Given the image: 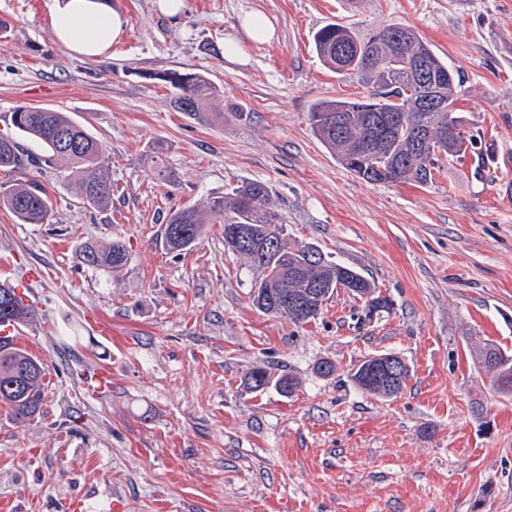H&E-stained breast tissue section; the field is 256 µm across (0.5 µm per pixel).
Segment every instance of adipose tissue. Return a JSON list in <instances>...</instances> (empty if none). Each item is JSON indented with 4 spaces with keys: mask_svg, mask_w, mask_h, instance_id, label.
<instances>
[{
    "mask_svg": "<svg viewBox=\"0 0 512 512\" xmlns=\"http://www.w3.org/2000/svg\"><path fill=\"white\" fill-rule=\"evenodd\" d=\"M126 19L106 0H55L52 30L58 43L79 57L107 54L122 36Z\"/></svg>",
    "mask_w": 512,
    "mask_h": 512,
    "instance_id": "1",
    "label": "adipose tissue"
}]
</instances>
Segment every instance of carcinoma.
I'll return each instance as SVG.
<instances>
[{"label":"carcinoma","mask_w":512,"mask_h":512,"mask_svg":"<svg viewBox=\"0 0 512 512\" xmlns=\"http://www.w3.org/2000/svg\"><path fill=\"white\" fill-rule=\"evenodd\" d=\"M317 55L338 74L356 72L373 88L361 100L322 99L309 111L311 128L330 154L367 183L414 182L433 179V170L443 156H457L471 144L462 131L454 107L453 89L460 76L440 60L410 28L392 26L361 40L345 25L330 23L313 37ZM428 59L435 82L424 85L410 70L412 57ZM166 82L173 89L174 106L182 111H204L224 117V98L195 73L170 72ZM440 89L446 105L434 111L424 100ZM18 134L40 143L44 155L26 156L19 141L0 135V171L22 172L44 163L65 178H74L80 200L97 209L112 204V182L105 167L102 142L67 113L51 108L22 105L11 114ZM9 209L21 224H44L50 206L39 185L29 178H16L0 188V206ZM207 224H220L224 247L240 255L262 272L251 289V298L261 312L304 324L318 317L324 303L342 288L365 300L368 314L390 308L387 299L357 270L329 259L311 243L288 240L271 188L261 181H242L222 196L211 197L199 207L172 213L165 227V244L174 252L188 251L200 240ZM83 260L94 267L116 270L128 261L121 239L101 247L88 246ZM38 312L25 303L16 288L0 284V325H25L37 320ZM473 357L490 376L492 389L512 396V354L492 344L473 348ZM392 360L398 379L391 382L368 379L374 365ZM43 363L16 346L12 338L0 337V405L9 407L15 421L26 424L40 412L44 401ZM409 377L405 361L391 353L366 357L351 370V379L363 392L378 398L401 393ZM252 391L269 386L293 392L296 380L274 375L268 367H254L245 375Z\"/></svg>","instance_id":"obj_1"}]
</instances>
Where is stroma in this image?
<instances>
[{
	"label": "stroma",
	"mask_w": 512,
	"mask_h": 512,
	"mask_svg": "<svg viewBox=\"0 0 512 512\" xmlns=\"http://www.w3.org/2000/svg\"><path fill=\"white\" fill-rule=\"evenodd\" d=\"M52 5L0 0L13 25L0 133L19 105L68 113L106 145L114 192L90 208L43 165L30 173L48 223L0 207V281L39 311L15 342L45 367L34 420L0 406V512H512V397L469 354L486 340L512 352V0H185L175 19L158 0H112L127 24L101 59L57 43ZM248 13L270 20L273 41L245 37ZM329 23L411 28L459 72L473 146L432 183H367L314 135L313 102L366 93L317 57ZM171 71L223 90V119L177 111ZM251 179L271 188L289 240L359 270L390 310L341 290L295 325L253 306L260 272L225 250L221 225L167 249L171 212ZM116 238L122 268L83 261ZM375 353L408 365L397 397L350 380ZM325 359L334 376L319 375ZM105 364L111 388H86ZM264 365L298 387L246 389Z\"/></svg>",
	"instance_id": "35a3bbf8"
}]
</instances>
